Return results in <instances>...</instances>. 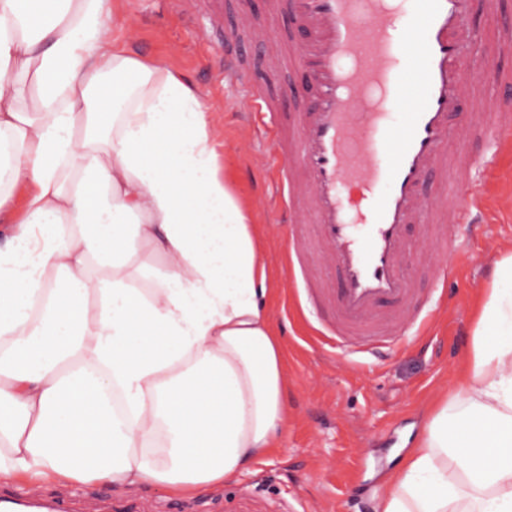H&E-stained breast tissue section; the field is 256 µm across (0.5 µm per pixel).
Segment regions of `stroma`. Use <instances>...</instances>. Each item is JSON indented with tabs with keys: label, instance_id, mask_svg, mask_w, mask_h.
<instances>
[{
	"label": "stroma",
	"instance_id": "stroma-1",
	"mask_svg": "<svg viewBox=\"0 0 512 512\" xmlns=\"http://www.w3.org/2000/svg\"><path fill=\"white\" fill-rule=\"evenodd\" d=\"M473 40L465 60L489 58L500 78L472 85L462 128L444 149L480 161L476 177H429L422 196L454 193L462 183L478 200L473 223L448 259L455 279L437 285L432 267L416 255L430 250L420 225H410L411 277L423 292L438 291L432 327L395 351L345 354L328 336L324 312L313 311L296 266L286 254L291 238L314 240L313 227L284 221L278 207L274 133L242 112L246 92L273 96L300 111V74L284 65L306 33L288 0H112L114 43L135 56L162 60L202 92L213 107L218 152L243 202L262 227L260 248L273 293L267 309L284 348L288 430L281 448L255 470L223 485L173 497L157 485L115 491L91 482H45L35 494L65 503L69 512H374V489L396 467L424 424L430 401L450 382L472 341V308L494 259L512 252V135L488 133L495 105L512 107V0L486 14L472 0ZM282 45L267 44L270 33ZM239 61V81L224 82V61Z\"/></svg>",
	"mask_w": 512,
	"mask_h": 512
}]
</instances>
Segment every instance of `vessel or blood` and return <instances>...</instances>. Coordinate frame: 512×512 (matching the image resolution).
<instances>
[{
    "label": "vessel or blood",
    "instance_id": "1",
    "mask_svg": "<svg viewBox=\"0 0 512 512\" xmlns=\"http://www.w3.org/2000/svg\"><path fill=\"white\" fill-rule=\"evenodd\" d=\"M469 0H290L307 43L288 57L304 73L307 104L292 138L276 141L283 180L278 195L291 223L317 228L316 258L333 266L337 287L310 275L302 280L316 308L328 310L337 343L364 353L400 345L429 316L404 267L414 213L426 215L424 255L439 279L457 269L441 265L459 234L468 200L423 201L428 174L451 177L443 150L450 120L462 110L468 73L461 63ZM248 112L281 127L280 108L248 94ZM370 199L351 210L344 190ZM448 221L436 223L438 214Z\"/></svg>",
    "mask_w": 512,
    "mask_h": 512
}]
</instances>
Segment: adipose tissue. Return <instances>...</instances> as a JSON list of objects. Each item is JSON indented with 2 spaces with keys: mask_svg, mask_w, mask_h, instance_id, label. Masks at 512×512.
Listing matches in <instances>:
<instances>
[{
  "mask_svg": "<svg viewBox=\"0 0 512 512\" xmlns=\"http://www.w3.org/2000/svg\"><path fill=\"white\" fill-rule=\"evenodd\" d=\"M111 3L0 0V481L190 494L279 447L283 349L209 106L113 45ZM375 512H512V253Z\"/></svg>",
  "mask_w": 512,
  "mask_h": 512,
  "instance_id": "1",
  "label": "adipose tissue"
}]
</instances>
